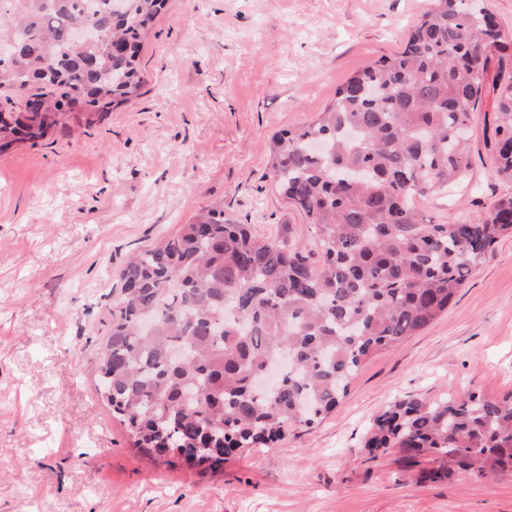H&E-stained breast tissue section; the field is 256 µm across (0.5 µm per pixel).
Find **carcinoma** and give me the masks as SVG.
Wrapping results in <instances>:
<instances>
[{
  "instance_id": "obj_1",
  "label": "carcinoma",
  "mask_w": 512,
  "mask_h": 512,
  "mask_svg": "<svg viewBox=\"0 0 512 512\" xmlns=\"http://www.w3.org/2000/svg\"><path fill=\"white\" fill-rule=\"evenodd\" d=\"M431 2L399 51L348 78L313 122L272 138L269 177L310 224L318 260L221 206L122 269L96 392L137 447L214 464L313 426L366 361L429 327L512 235V192L448 224L414 205L469 170L493 59L485 147L512 184V31L489 0ZM112 3L0 0V42L16 45L0 59V152L140 96L141 47L168 0H124L121 15ZM85 26L102 37L77 40ZM361 448L371 461L429 456L433 481L512 474V394L404 397Z\"/></svg>"
}]
</instances>
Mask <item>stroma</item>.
<instances>
[{
  "instance_id": "1",
  "label": "stroma",
  "mask_w": 512,
  "mask_h": 512,
  "mask_svg": "<svg viewBox=\"0 0 512 512\" xmlns=\"http://www.w3.org/2000/svg\"><path fill=\"white\" fill-rule=\"evenodd\" d=\"M430 0H170L143 43L139 98L95 125L0 153V512H512V475L430 481L428 459L370 461L360 442L398 397L512 394V236L448 312L368 360L337 409L270 450L191 465L136 448L95 390L97 349L134 255L203 207L307 248L268 177L275 133L398 51ZM481 118L453 192L416 199L452 222L508 186Z\"/></svg>"
}]
</instances>
